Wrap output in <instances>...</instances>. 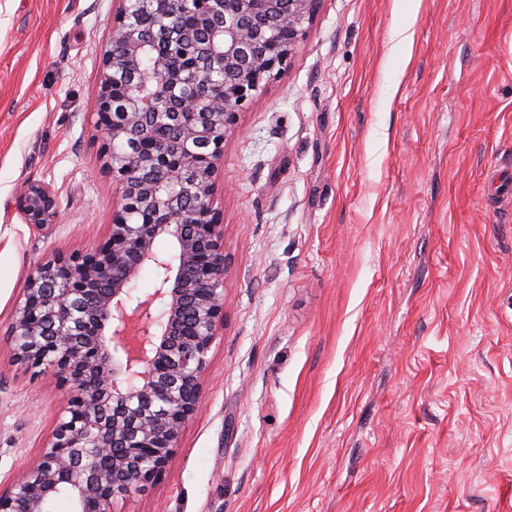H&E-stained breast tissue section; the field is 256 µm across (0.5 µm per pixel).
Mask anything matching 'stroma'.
Returning <instances> with one entry per match:
<instances>
[{
    "label": "stroma",
    "instance_id": "1",
    "mask_svg": "<svg viewBox=\"0 0 512 512\" xmlns=\"http://www.w3.org/2000/svg\"><path fill=\"white\" fill-rule=\"evenodd\" d=\"M111 25L112 0H0V492L67 405L14 362L13 306L112 222L93 126ZM29 180L58 195L51 238L14 208ZM218 183L200 403L112 512H512V0H321Z\"/></svg>",
    "mask_w": 512,
    "mask_h": 512
}]
</instances>
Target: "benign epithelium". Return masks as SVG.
Returning <instances> with one entry per match:
<instances>
[{"instance_id":"benign-epithelium-1","label":"benign epithelium","mask_w":512,"mask_h":512,"mask_svg":"<svg viewBox=\"0 0 512 512\" xmlns=\"http://www.w3.org/2000/svg\"><path fill=\"white\" fill-rule=\"evenodd\" d=\"M114 2L93 116L117 205L107 240L37 265L14 308V359L52 373L69 398L39 461L0 492V512H48L62 492L74 512H112L168 464L224 320V216L212 206L224 142L321 0H235L232 14L225 0H182L204 28L181 27L172 10L151 30ZM258 19L284 38L261 47ZM228 71L224 92L207 83ZM15 209L44 238L58 225L45 182H26ZM162 238L173 252L157 251ZM146 264L159 287L135 299Z\"/></svg>"}]
</instances>
